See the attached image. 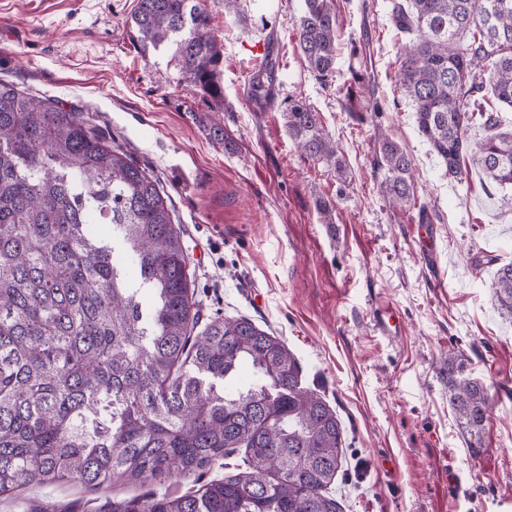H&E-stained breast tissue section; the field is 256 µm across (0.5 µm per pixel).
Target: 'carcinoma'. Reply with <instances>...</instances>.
<instances>
[{"label":"carcinoma","mask_w":512,"mask_h":512,"mask_svg":"<svg viewBox=\"0 0 512 512\" xmlns=\"http://www.w3.org/2000/svg\"><path fill=\"white\" fill-rule=\"evenodd\" d=\"M395 73L419 132L456 178L467 155L512 185V130L499 132L492 91L512 107V0H391ZM145 48H172L180 80L224 109L223 50L201 0H137ZM296 46L321 82L336 73L340 25L329 0H302ZM279 64L252 78L274 102ZM371 77L350 69L338 91L349 112H380ZM288 136L341 175L339 143L301 98L286 97ZM490 131L471 144L474 116ZM379 192L417 204L410 156L377 135ZM151 288L144 304L124 275ZM171 199L146 168L57 102L0 80V496L77 482L88 492L194 477L189 491L150 492L112 512H343L329 494L343 462V428L280 338L246 317L203 313ZM494 296L512 316V262ZM247 363L251 377H239ZM448 404L480 451L490 398L448 361ZM243 453V469L205 478Z\"/></svg>","instance_id":"1"}]
</instances>
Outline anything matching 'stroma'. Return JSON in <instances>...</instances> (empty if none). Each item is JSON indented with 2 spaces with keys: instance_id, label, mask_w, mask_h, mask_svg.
Instances as JSON below:
<instances>
[{
  "instance_id": "35a3bbf8",
  "label": "stroma",
  "mask_w": 512,
  "mask_h": 512,
  "mask_svg": "<svg viewBox=\"0 0 512 512\" xmlns=\"http://www.w3.org/2000/svg\"><path fill=\"white\" fill-rule=\"evenodd\" d=\"M137 0H0V79L76 108L159 179L206 314L244 316L297 356L304 386L344 428L332 493L343 512H512V318L493 300L512 262V186L470 161L451 179L394 82L398 36L389 0H331L341 23L336 73L321 83L295 47L300 0H242L245 21L207 0L223 47L216 110L179 82L169 52L145 51L130 26ZM272 40L283 95L320 112L344 175L301 155L282 109L250 94L249 47ZM369 46L383 113L353 119L337 87L352 46ZM223 119L224 140L206 124ZM412 156L417 210H392L373 173L375 133ZM335 205L321 223L319 200ZM387 303L394 336L375 327ZM486 387L493 409L472 453L448 406V365ZM137 488L75 483L0 497V512H102Z\"/></svg>"
}]
</instances>
